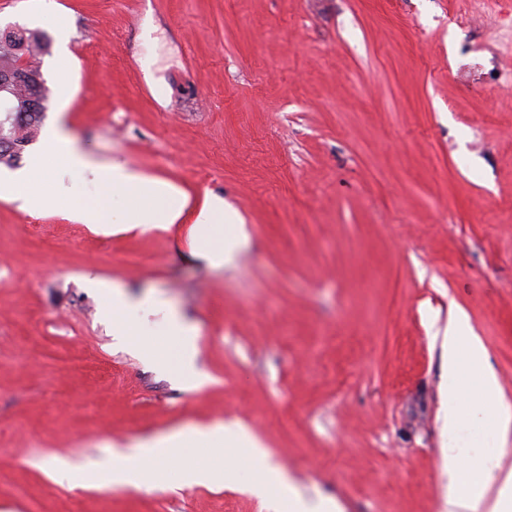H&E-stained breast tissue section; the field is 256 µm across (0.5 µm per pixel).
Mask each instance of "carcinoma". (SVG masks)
<instances>
[{
    "label": "carcinoma",
    "mask_w": 512,
    "mask_h": 512,
    "mask_svg": "<svg viewBox=\"0 0 512 512\" xmlns=\"http://www.w3.org/2000/svg\"><path fill=\"white\" fill-rule=\"evenodd\" d=\"M9 45L0 43V68L15 67L25 57L29 71L39 77L41 57L49 53L51 40L39 29H18L8 37ZM51 94L45 80L31 87L23 85L8 97H0V152L8 143L22 151L37 137L42 124L46 103Z\"/></svg>",
    "instance_id": "1"
}]
</instances>
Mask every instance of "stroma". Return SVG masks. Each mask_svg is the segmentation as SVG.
Returning a JSON list of instances; mask_svg holds the SVG:
<instances>
[{
  "instance_id": "obj_1",
  "label": "stroma",
  "mask_w": 512,
  "mask_h": 512,
  "mask_svg": "<svg viewBox=\"0 0 512 512\" xmlns=\"http://www.w3.org/2000/svg\"><path fill=\"white\" fill-rule=\"evenodd\" d=\"M19 27L52 39L44 126L223 197L250 243L215 268L189 221L104 233L0 197V512H273L245 440L220 486L41 467L217 421L307 499L439 512L450 310L512 404V0H0V32ZM89 275L196 324L209 383L118 346ZM43 469L55 480L73 481L80 475L78 465L66 457H57L44 462Z\"/></svg>"
}]
</instances>
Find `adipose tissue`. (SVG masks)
<instances>
[{"label": "adipose tissue", "instance_id": "1", "mask_svg": "<svg viewBox=\"0 0 512 512\" xmlns=\"http://www.w3.org/2000/svg\"><path fill=\"white\" fill-rule=\"evenodd\" d=\"M92 170L99 173L101 194L72 197L71 183ZM0 194L18 197L29 211L44 207L51 197L72 200L75 219L92 227L108 224L113 209L121 211L128 229L177 224L192 207L190 196L165 180L116 161L97 165L61 125L47 130L41 151L26 170L0 178ZM195 210L196 223L210 227L209 234L198 241L195 255L212 264L232 265L237 251L249 243L237 212L214 196L204 197ZM228 226L237 232L235 244L229 247L224 244ZM85 284L99 293L112 334L120 342L134 347L152 366L193 371L192 388L207 384V377L195 369L194 350L142 339L138 314L154 305L153 297L131 298L122 284L99 277L86 279ZM483 355V345L472 334L466 313L451 311L440 338L438 421L441 469L447 479L440 512H512V469L502 470L500 464L512 442V405L506 402L494 372L480 367ZM244 433L240 426L219 422L195 427L187 438L174 431L155 438L154 443L179 460L180 483L190 488L220 484L230 476L223 461L202 467L190 459V452L226 447ZM160 467L142 443L111 449L96 465L102 486L112 488L150 486Z\"/></svg>", "mask_w": 512, "mask_h": 512}]
</instances>
